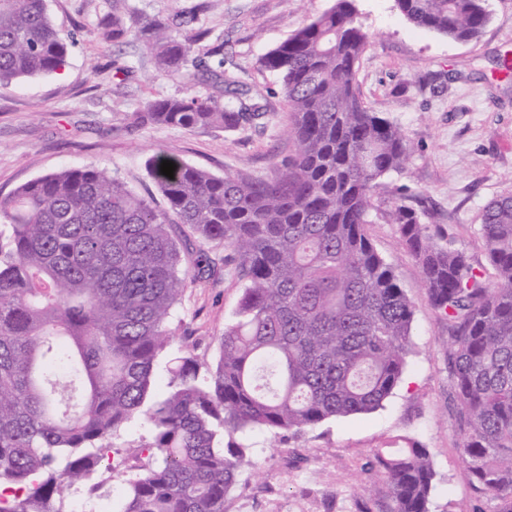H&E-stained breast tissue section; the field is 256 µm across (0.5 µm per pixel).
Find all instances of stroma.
<instances>
[{
  "label": "stroma",
  "mask_w": 512,
  "mask_h": 512,
  "mask_svg": "<svg viewBox=\"0 0 512 512\" xmlns=\"http://www.w3.org/2000/svg\"><path fill=\"white\" fill-rule=\"evenodd\" d=\"M334 0H46L63 36L67 63L43 76L0 84V197L64 168L104 164L138 194L157 195L146 162L164 153L213 174H273L293 148L278 76L261 57ZM370 36L354 72L363 104L403 132L409 157L376 190L367 235L414 305L411 352L401 381L378 410L324 421L304 432H255L247 439L257 468L243 469L224 512H392L383 477L370 465L374 448L406 436L426 448L435 472L429 512H499L498 499L475 500L460 449L448 330L429 304L421 269L401 246L387 213L406 204L435 239L450 240L474 265L488 267L480 234L490 200L512 191V0H486L489 19L463 43L411 23L395 0H353ZM175 22L202 32L197 56L223 63L265 109L256 124L233 131L133 126L150 100L208 86L159 74L140 41L113 36L112 23ZM122 59L130 74L117 73ZM203 249L216 264L189 268L184 319L200 362L215 364L217 339L231 324L246 280L219 242Z\"/></svg>",
  "instance_id": "1"
}]
</instances>
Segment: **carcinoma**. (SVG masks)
Masks as SVG:
<instances>
[{
  "mask_svg": "<svg viewBox=\"0 0 512 512\" xmlns=\"http://www.w3.org/2000/svg\"><path fill=\"white\" fill-rule=\"evenodd\" d=\"M413 24L458 42L479 36L485 0H396ZM145 38L164 74L215 93L151 100L137 125L236 129L264 108L224 61L193 56L195 36L153 22ZM369 36L351 0H336L260 60L288 103L294 153L273 177L217 176L168 155L147 163L159 205L98 164L33 179L0 199V512H72L108 494L115 440L139 422L148 438L117 512H224L244 467L247 431L297 434L371 412L400 382L414 307L364 232L375 190L403 167L408 145L369 111L353 83ZM73 40L45 0H0V83L53 73ZM175 163L174 178L160 172ZM419 263L430 305L446 321L461 451L477 497L512 512V192L492 200L480 228L496 282L414 208L390 212ZM231 246L247 280L213 367L173 321L182 263L210 258L173 231ZM168 390L153 384L174 338ZM372 465L393 512H428L435 473L409 437L384 442Z\"/></svg>",
  "mask_w": 512,
  "mask_h": 512,
  "instance_id": "carcinoma-1",
  "label": "carcinoma"
}]
</instances>
